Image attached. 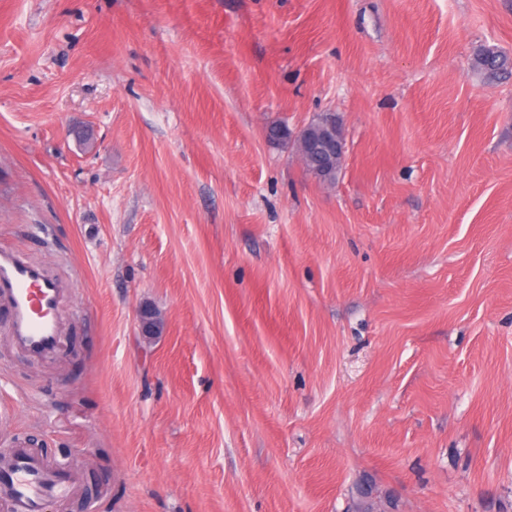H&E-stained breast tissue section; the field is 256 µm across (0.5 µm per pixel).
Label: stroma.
Instances as JSON below:
<instances>
[{
    "instance_id": "obj_1",
    "label": "stroma",
    "mask_w": 512,
    "mask_h": 512,
    "mask_svg": "<svg viewBox=\"0 0 512 512\" xmlns=\"http://www.w3.org/2000/svg\"><path fill=\"white\" fill-rule=\"evenodd\" d=\"M512 0H0V337L43 512H512ZM332 116L334 183L296 132ZM289 132L277 142L268 127ZM164 330L137 331L140 305ZM475 67L488 78L512 72V59L492 49H482L475 56ZM63 288L40 260L0 246V306L6 320L0 334L33 358L57 353L62 345Z\"/></svg>"
}]
</instances>
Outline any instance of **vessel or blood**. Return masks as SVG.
Returning <instances> with one entry per match:
<instances>
[{"label":"vessel or blood","mask_w":512,"mask_h":512,"mask_svg":"<svg viewBox=\"0 0 512 512\" xmlns=\"http://www.w3.org/2000/svg\"><path fill=\"white\" fill-rule=\"evenodd\" d=\"M62 301V285L43 261L0 246V307L6 312L0 335L14 348L34 358L57 353ZM9 453L13 463L0 472V498L11 512H43L46 500L70 495L71 484L48 470L24 438H16Z\"/></svg>","instance_id":"vessel-or-blood-1"}]
</instances>
